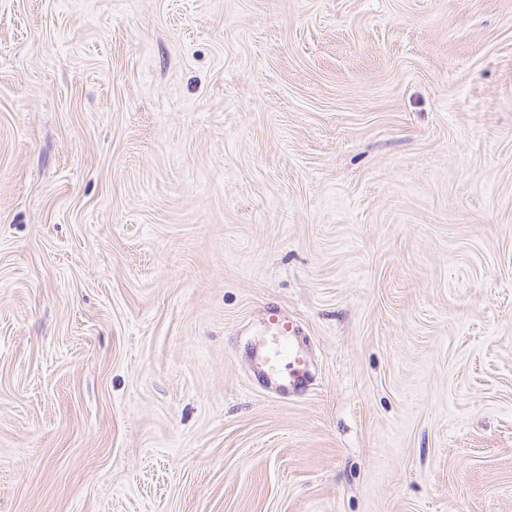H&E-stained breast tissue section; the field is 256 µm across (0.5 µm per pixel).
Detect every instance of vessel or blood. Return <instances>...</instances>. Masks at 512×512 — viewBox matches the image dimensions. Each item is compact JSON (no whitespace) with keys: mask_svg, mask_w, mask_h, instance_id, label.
I'll use <instances>...</instances> for the list:
<instances>
[{"mask_svg":"<svg viewBox=\"0 0 512 512\" xmlns=\"http://www.w3.org/2000/svg\"><path fill=\"white\" fill-rule=\"evenodd\" d=\"M263 344L256 354L261 377L277 391L303 389L309 379V362L297 343L299 324L278 306H268L260 322Z\"/></svg>","mask_w":512,"mask_h":512,"instance_id":"obj_1","label":"vessel or blood"}]
</instances>
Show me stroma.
Returning a JSON list of instances; mask_svg holds the SVG:
<instances>
[{
	"mask_svg": "<svg viewBox=\"0 0 512 512\" xmlns=\"http://www.w3.org/2000/svg\"><path fill=\"white\" fill-rule=\"evenodd\" d=\"M0 512H512V0H0ZM264 342L256 353L258 373L277 391L292 393L303 389L309 379V362L297 344L302 332L288 312L269 305L260 322Z\"/></svg>",
	"mask_w": 512,
	"mask_h": 512,
	"instance_id": "obj_1",
	"label": "stroma"
}]
</instances>
